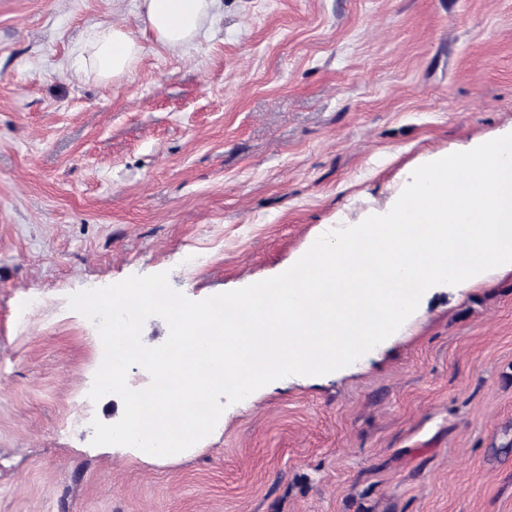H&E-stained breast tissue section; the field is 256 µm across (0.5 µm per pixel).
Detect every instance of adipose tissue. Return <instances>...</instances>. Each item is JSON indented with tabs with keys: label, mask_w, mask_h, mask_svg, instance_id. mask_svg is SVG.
I'll return each instance as SVG.
<instances>
[{
	"label": "adipose tissue",
	"mask_w": 512,
	"mask_h": 512,
	"mask_svg": "<svg viewBox=\"0 0 512 512\" xmlns=\"http://www.w3.org/2000/svg\"><path fill=\"white\" fill-rule=\"evenodd\" d=\"M222 0H139V18L155 42L174 54L185 52L208 30ZM144 47L130 30L114 24L95 27L77 48L84 75L101 83L131 74Z\"/></svg>",
	"instance_id": "adipose-tissue-1"
}]
</instances>
